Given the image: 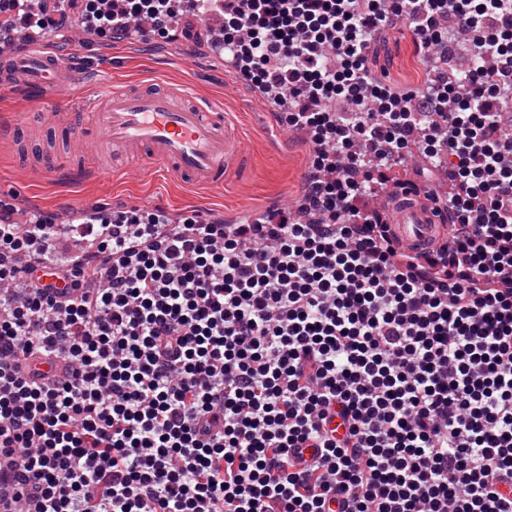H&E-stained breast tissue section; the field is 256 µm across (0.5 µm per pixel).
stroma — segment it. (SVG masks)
Masks as SVG:
<instances>
[{
  "instance_id": "stroma-1",
  "label": "stroma",
  "mask_w": 512,
  "mask_h": 512,
  "mask_svg": "<svg viewBox=\"0 0 512 512\" xmlns=\"http://www.w3.org/2000/svg\"><path fill=\"white\" fill-rule=\"evenodd\" d=\"M79 17V9H71L63 25L53 28L45 41L36 45L44 52L66 51L68 68L81 75L87 91L78 102V122H87L95 110L94 91L100 85L117 81L136 89L151 83L184 84L197 97L221 104L237 120L246 164L223 186L208 189L187 186L172 177H120L118 162L104 152L98 157L99 173L56 180L47 174L49 159L43 152L44 144H54L59 153L68 154L74 167H81L83 160L67 141L55 140L60 127L54 124L36 133L26 129L17 136L0 138L1 201L30 215L54 214L59 224L78 223L86 213L103 205L114 212L160 208L174 224L196 212L219 224H235L253 219L271 205H288L299 198L308 170V146L303 135L291 130L285 137L275 136V128L281 125L280 106L262 95L245 99L234 87L223 55L210 50L203 23L190 16L172 29L168 39L153 45H132L113 43L95 34L75 41L71 26ZM175 42L193 57V65H183L175 56L166 55V48ZM376 63L392 81L411 89L425 77L426 64L402 28L380 42Z\"/></svg>"
}]
</instances>
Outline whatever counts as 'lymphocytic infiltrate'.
I'll return each instance as SVG.
<instances>
[{
    "instance_id": "obj_1",
    "label": "lymphocytic infiltrate",
    "mask_w": 512,
    "mask_h": 512,
    "mask_svg": "<svg viewBox=\"0 0 512 512\" xmlns=\"http://www.w3.org/2000/svg\"><path fill=\"white\" fill-rule=\"evenodd\" d=\"M81 14L115 41L139 19L167 38L176 11ZM402 24L427 57L465 39L471 66L390 83L373 45ZM224 41L307 135L300 211L171 224L99 208L62 228L0 208L16 512H512V0H234ZM413 144L452 187L451 231L425 253L371 204ZM62 229L79 249L60 262Z\"/></svg>"
}]
</instances>
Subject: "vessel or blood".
Masks as SVG:
<instances>
[{
	"instance_id": "b4317fda",
	"label": "vessel or blood",
	"mask_w": 512,
	"mask_h": 512,
	"mask_svg": "<svg viewBox=\"0 0 512 512\" xmlns=\"http://www.w3.org/2000/svg\"><path fill=\"white\" fill-rule=\"evenodd\" d=\"M64 82L71 85L73 99L84 95L81 79L58 55L0 50V91L17 87L39 91L40 110L20 114L17 127L42 123L50 112L71 111V101L55 96ZM97 100L90 125L67 127L69 143L84 148L89 156H97L105 144L114 156L138 161L145 173L168 175L195 187L223 186L242 168L238 125L222 107L195 101L187 87L132 90L113 82L98 87ZM382 197L385 221L403 250H429L445 234V208L424 190L388 189ZM13 469L12 458L0 454V512L14 508L8 489Z\"/></svg>"
}]
</instances>
